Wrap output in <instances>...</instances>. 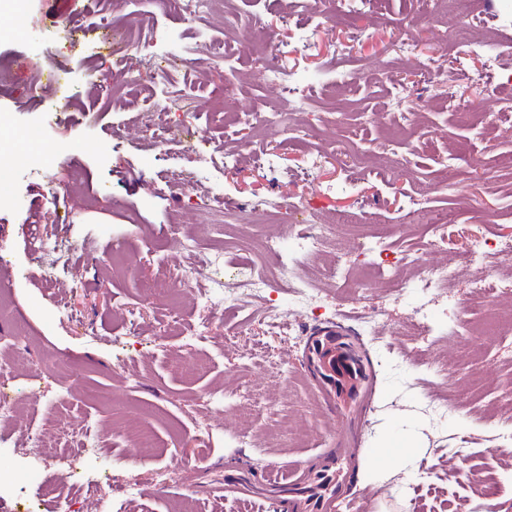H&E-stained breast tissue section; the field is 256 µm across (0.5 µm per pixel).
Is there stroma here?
Segmentation results:
<instances>
[{"label":"stroma","instance_id":"1","mask_svg":"<svg viewBox=\"0 0 512 512\" xmlns=\"http://www.w3.org/2000/svg\"><path fill=\"white\" fill-rule=\"evenodd\" d=\"M254 19L253 40H273L308 92L297 103L262 80L263 56H208L209 43L235 36L223 12L186 24L157 0H0V163L12 191L0 199V258L12 272L1 296L13 317L0 324V349L21 355L0 368V394L22 412L0 427V512H94L93 484L111 512H270L302 470L333 451L348 493L382 491L384 512H512V335L474 330L484 308L469 305L470 277L448 293L456 333L415 341L400 335L408 302L386 298L354 244L303 257L293 267L319 288L313 310L299 309L287 276L260 242L279 225L327 236V219L351 209L356 232L379 235L388 257L423 248L445 261L463 249L466 225L494 242L512 236V0H474L469 13L441 14L426 0H369L339 20L321 4L282 18L272 0H234ZM139 20L133 38L101 44L115 23ZM305 23L311 48L296 47ZM168 56L171 79L130 85L137 71ZM66 73L70 99L39 80ZM107 75L109 93L91 85ZM231 83L245 122L226 125L209 92ZM288 120L263 139L268 103ZM172 107L173 134L159 146L133 128L158 104ZM38 129L55 177L24 166V133ZM185 173L199 192L191 207L216 201L225 223L195 224L167 185ZM264 198V212L249 205ZM448 215L447 243L429 225L404 223L410 198ZM54 247L38 260L27 215ZM217 254L215 277L235 290L249 274L275 280L267 296L281 309L283 335L261 315L224 309L202 321L201 281L164 296L175 238ZM342 266L349 281L323 270ZM377 322V332L361 326ZM336 323L350 332L369 381L351 408L313 375L306 345ZM136 421L152 438L139 447ZM97 440L75 455L83 434ZM387 433L419 446L369 476ZM57 444L35 476L37 448ZM18 456L6 455L9 447Z\"/></svg>","mask_w":512,"mask_h":512}]
</instances>
